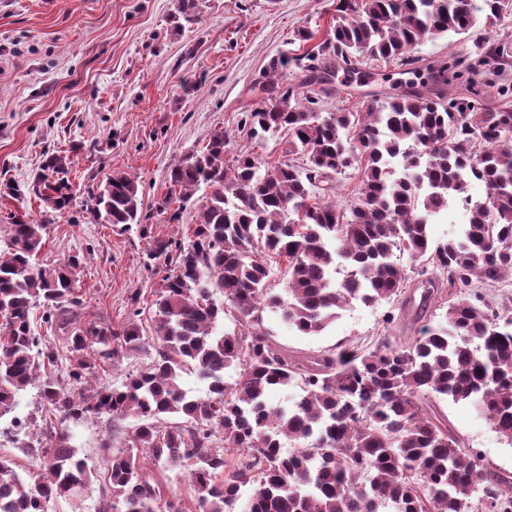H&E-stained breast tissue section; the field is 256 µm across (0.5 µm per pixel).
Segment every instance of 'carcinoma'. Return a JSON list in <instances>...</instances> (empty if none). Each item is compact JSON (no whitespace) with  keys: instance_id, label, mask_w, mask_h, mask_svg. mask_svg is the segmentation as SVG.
<instances>
[{"instance_id":"carcinoma-1","label":"carcinoma","mask_w":512,"mask_h":512,"mask_svg":"<svg viewBox=\"0 0 512 512\" xmlns=\"http://www.w3.org/2000/svg\"><path fill=\"white\" fill-rule=\"evenodd\" d=\"M512 14V0H336L335 24L317 51L293 65L302 85L325 95L336 75L365 60L394 62L406 90L371 101L364 112H315L318 97L275 79L288 60L269 62V103L248 113L243 129L288 132V153L303 165L264 164L249 152L226 159L228 139L215 132L205 149L173 165L167 210L206 194L192 232L151 251L170 273L152 303V324L83 320L74 255L38 266L55 217L72 201L71 161L47 157L33 187L47 210L38 220L11 217L0 248V421L19 434V394L39 385L43 406L60 427L25 444L44 459L29 481L0 456V512H47L98 479L65 427L106 414L137 418L125 447L108 450L103 476L110 509L159 512L160 485L142 472L147 460L177 467L190 479L197 512H512V478L495 474L462 447L436 405L442 396L472 403L512 444V316L471 302L474 282L512 276V109L483 110L448 92V65L424 64L417 48L448 34H467ZM476 54L497 65L508 50L473 39ZM360 171L347 208L330 196L335 176ZM483 184L481 198L469 194ZM97 224H137L139 183L112 174L94 196ZM469 215L442 242L429 226L448 204ZM439 272L421 282L424 299L456 289L445 319L397 344L346 345L297 359L277 349L263 324L267 311L303 335H315L355 302L399 296L407 280L395 252ZM284 267V294L274 266ZM41 320L61 336H39ZM230 316L232 330H218ZM147 357L117 386L97 381L99 368ZM206 382L190 396L184 376ZM273 387L298 389L270 406ZM167 416L181 418L166 422ZM222 436L224 450L216 449Z\"/></svg>"}]
</instances>
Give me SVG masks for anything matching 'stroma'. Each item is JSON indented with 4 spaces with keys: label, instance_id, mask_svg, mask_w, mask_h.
Returning a JSON list of instances; mask_svg holds the SVG:
<instances>
[{
    "label": "stroma",
    "instance_id": "1",
    "mask_svg": "<svg viewBox=\"0 0 512 512\" xmlns=\"http://www.w3.org/2000/svg\"><path fill=\"white\" fill-rule=\"evenodd\" d=\"M180 0H0V241L10 216L40 217L43 203L32 190L42 161L50 154L72 159L67 177L74 198L57 216L38 256L52 267L80 255L76 289L87 316L126 319L131 310L149 318L150 305L167 269L149 252L158 243L184 237L195 224L201 194L178 210V220L156 208L167 194L169 168L202 151L216 131L229 138L230 152L246 150L261 161L288 158L286 133L252 138L240 124L267 101L271 58H293L329 34L333 0H199L198 24L177 28ZM306 29L313 41L299 40ZM463 35L443 36L419 46L424 61L461 60L489 82L481 107L512 108V90L500 92L493 67L472 55ZM363 82L336 85L322 97L321 112H360L369 98L389 92L382 74L394 64L364 62ZM114 172L137 176L142 193L140 223H94L96 193ZM419 277L406 286L409 304L399 300L361 303L339 310L316 336H302L266 314L271 341L295 356L331 352L349 343L369 344L388 334L408 341L444 310L420 307ZM394 313L391 326L382 323ZM439 407L466 448L479 451L488 469L512 474V445L502 440L477 409L444 398ZM137 425L108 416L68 423L70 443L88 466L105 469V451L122 447ZM144 473L161 484L164 501L193 512L194 491L177 468L150 463Z\"/></svg>",
    "mask_w": 512,
    "mask_h": 512
}]
</instances>
